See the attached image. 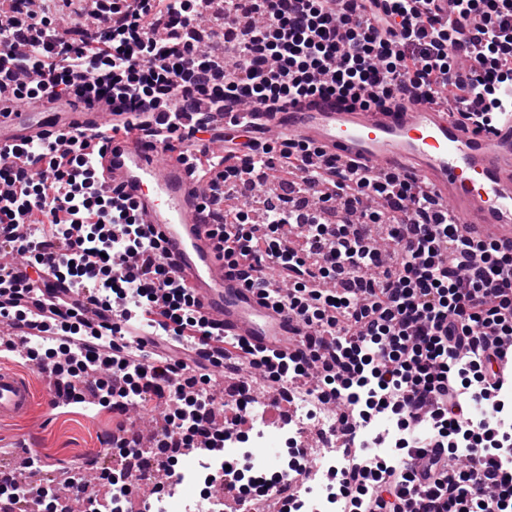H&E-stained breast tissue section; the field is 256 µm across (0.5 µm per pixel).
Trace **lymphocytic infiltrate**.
Instances as JSON below:
<instances>
[{
    "label": "lymphocytic infiltrate",
    "mask_w": 512,
    "mask_h": 512,
    "mask_svg": "<svg viewBox=\"0 0 512 512\" xmlns=\"http://www.w3.org/2000/svg\"><path fill=\"white\" fill-rule=\"evenodd\" d=\"M0 91L20 102L50 97L111 102L137 114L146 138L178 134L187 163L210 178L207 205L227 267L294 319L303 354L229 359L279 385L363 413L398 412L393 456L363 452L352 422L336 486L342 512H512V432L470 414L493 394L491 415L512 396V246L470 240L414 175L377 170L313 143L261 141L232 121L242 107L278 112L311 97L364 109L440 99L451 117L490 134L512 114V0H224V57L204 51L200 24L213 0H0ZM65 13L79 27L59 24ZM98 131L54 144L0 148V320L37 325L45 350L35 368L74 403L92 388L103 409L120 401L165 403L156 440L224 445L204 403L209 365L168 350H206L218 332L198 313L131 204H117L96 178ZM297 172L307 212L265 204L225 223V187L267 170ZM275 265L286 287L269 288ZM53 275L66 296L32 302L33 283ZM92 303L105 320L90 324ZM149 323L168 344L142 361L125 340ZM469 449L461 467L450 461ZM417 456L422 471L406 460ZM237 461L216 476L242 502L274 501L297 512L293 476L239 485Z\"/></svg>",
    "instance_id": "1"
}]
</instances>
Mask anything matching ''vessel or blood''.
I'll return each instance as SVG.
<instances>
[{
    "label": "vessel or blood",
    "mask_w": 512,
    "mask_h": 512,
    "mask_svg": "<svg viewBox=\"0 0 512 512\" xmlns=\"http://www.w3.org/2000/svg\"><path fill=\"white\" fill-rule=\"evenodd\" d=\"M265 126L276 136L312 142L347 160L410 173L470 236L512 245V118L486 137L463 129L441 104L361 110L319 98L266 117ZM87 128L101 133L98 163L107 186L120 187L122 198L135 202L202 316L223 328L225 348L240 342L279 354L297 352V323L225 269L224 253L200 208L201 187L181 160L184 145L148 142L132 115L115 114L104 101L59 107L46 97L18 103L0 94V147ZM13 357L11 349L0 348V423L26 418L39 398L50 415L66 406L53 390L37 393Z\"/></svg>",
    "instance_id": "vessel-or-blood-1"
}]
</instances>
